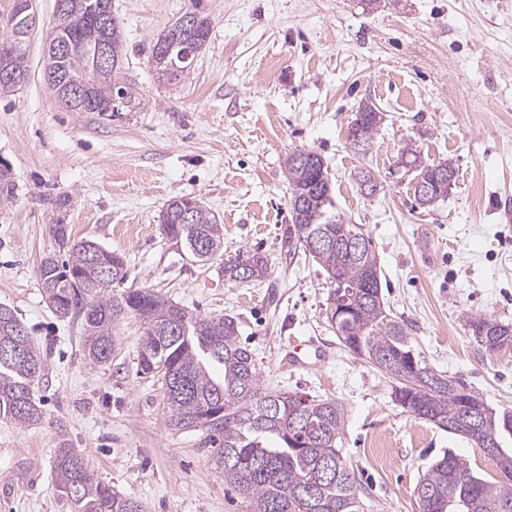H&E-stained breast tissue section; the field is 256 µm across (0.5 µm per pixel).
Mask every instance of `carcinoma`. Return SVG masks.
<instances>
[{
	"instance_id": "carcinoma-1",
	"label": "carcinoma",
	"mask_w": 512,
	"mask_h": 512,
	"mask_svg": "<svg viewBox=\"0 0 512 512\" xmlns=\"http://www.w3.org/2000/svg\"><path fill=\"white\" fill-rule=\"evenodd\" d=\"M88 5V0H69L63 20H53L50 41L60 34L78 49L62 61L68 81H49L48 88L69 112H106L112 94L125 90V111L132 112L140 108L142 97L116 80L122 59L119 20L112 18L108 26L111 64L98 65L91 50L79 49L99 28V19ZM197 17L195 32H186L175 20L165 36L178 42L191 40L201 48L209 38L211 21L201 13ZM382 120L375 107L358 113L348 130L349 147L356 153H367ZM398 161L415 179H432L442 168L456 171L449 159L424 162L410 144L402 148ZM286 179L292 224L283 248L289 259L306 250L303 239L313 232L328 233L342 242L354 233L368 244L357 252L336 247L318 261L333 287L342 285L360 300L357 311L335 325L343 345L387 375L394 401L418 418L451 432L466 399L484 408V433L499 443L511 436L512 411L497 412L485 406L483 398L462 379L428 367L411 343L405 325L387 312L372 241L336 208L323 158H318L315 169L287 159ZM186 207L195 212L193 233L175 222V215ZM51 230L65 259L44 258L38 277L53 311L61 318L81 316L84 352L93 366L112 360L116 346L113 331L121 320H140L144 336L137 354V374L159 382L164 389L169 429L204 430L216 465L224 473V484L236 493L245 512H362L357 479L339 447L345 426V410L340 403L267 389L252 351L239 341L234 319L193 315L148 288H128L114 294V285L127 277L123 257L112 252L104 255V262L114 273L101 277L89 265L99 243L72 239L66 224H54ZM162 232L168 241L191 254L200 236L211 244L212 259L224 247V225L195 197L168 201ZM267 273L265 259L256 253L224 265L228 281L258 282ZM467 326L490 352H499L502 344L512 343V326L492 317H472ZM45 370L46 357L27 328L13 310L0 306V418L21 427L42 420L34 387ZM54 472L57 489L70 512H144L138 500L112 491L110 485L95 478L85 456L74 448L58 450ZM311 477L318 483L308 495L303 486ZM416 489L449 503L450 512H512V482L486 481L469 460L451 450L422 473Z\"/></svg>"
}]
</instances>
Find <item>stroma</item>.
Here are the masks:
<instances>
[{
	"label": "stroma",
	"mask_w": 512,
	"mask_h": 512,
	"mask_svg": "<svg viewBox=\"0 0 512 512\" xmlns=\"http://www.w3.org/2000/svg\"><path fill=\"white\" fill-rule=\"evenodd\" d=\"M36 4L28 81L0 96V160L16 185L0 206V305L46 349L48 368L34 389L42 422L0 419V512H70L52 471L64 446L145 512H242L202 431L169 430L160 384L137 375L139 321L116 328L111 363L95 367L81 317L53 314L38 268L59 253V221L124 256L129 287L233 318L266 387L339 401L365 512H420L415 485L449 449L498 480L481 448L404 411L388 377L339 341L324 271L282 250L284 167L296 150L323 157L338 209L373 241L388 313L430 366L512 411V350L489 352L465 328L477 315L512 324V0H112L119 76L143 98L116 117L58 105L44 78L54 0ZM195 8L211 20L209 40L188 76L159 82L150 46ZM367 101L384 120L361 155L347 133ZM409 142L456 167L447 196L426 208L394 170ZM362 168L375 194L361 193ZM182 196L218 216L222 256L202 262L163 238L162 211ZM255 252L265 279L225 281V261ZM307 341L329 359L290 365V345Z\"/></svg>",
	"instance_id": "35a3bbf8"
}]
</instances>
